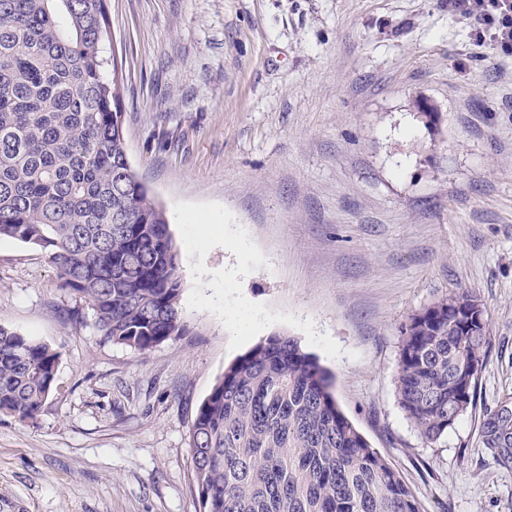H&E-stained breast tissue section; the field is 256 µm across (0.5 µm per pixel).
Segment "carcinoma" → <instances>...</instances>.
<instances>
[{
  "mask_svg": "<svg viewBox=\"0 0 512 512\" xmlns=\"http://www.w3.org/2000/svg\"><path fill=\"white\" fill-rule=\"evenodd\" d=\"M107 0H0V238L45 251L104 342L141 354L186 331L164 208L128 160ZM468 291L401 327L396 394L436 441L473 408L488 327L448 330ZM60 354L0 325V414L35 419ZM484 445L512 463V407L487 414ZM198 512H420L387 459L339 408L333 377L285 334L224 369L190 429Z\"/></svg>",
  "mask_w": 512,
  "mask_h": 512,
  "instance_id": "carcinoma-1",
  "label": "carcinoma"
}]
</instances>
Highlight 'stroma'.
I'll use <instances>...</instances> for the list:
<instances>
[{
    "label": "stroma",
    "instance_id": "35a3bbf8",
    "mask_svg": "<svg viewBox=\"0 0 512 512\" xmlns=\"http://www.w3.org/2000/svg\"><path fill=\"white\" fill-rule=\"evenodd\" d=\"M128 156L163 206L185 335L102 342L45 252L0 239V324L57 349L43 412L0 416V512H195L189 431L225 366L295 337L421 512H512L481 425L512 402V55L448 0H108ZM440 114L429 127L416 105ZM477 296L476 405L428 442L401 326Z\"/></svg>",
    "mask_w": 512,
    "mask_h": 512
}]
</instances>
